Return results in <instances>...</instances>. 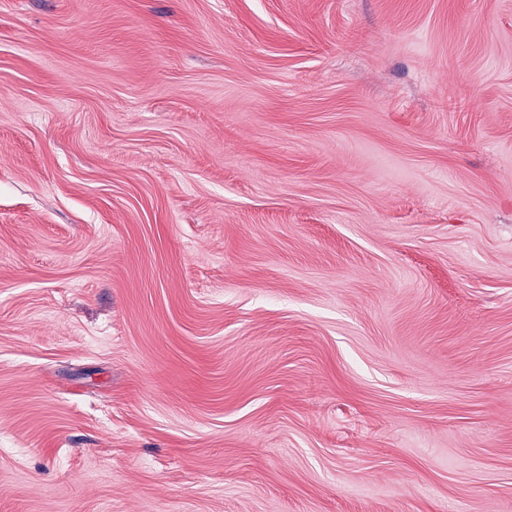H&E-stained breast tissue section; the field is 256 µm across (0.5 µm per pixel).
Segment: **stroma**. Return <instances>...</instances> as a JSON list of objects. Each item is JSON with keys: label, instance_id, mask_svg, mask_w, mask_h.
I'll use <instances>...</instances> for the list:
<instances>
[{"label": "stroma", "instance_id": "obj_1", "mask_svg": "<svg viewBox=\"0 0 512 512\" xmlns=\"http://www.w3.org/2000/svg\"><path fill=\"white\" fill-rule=\"evenodd\" d=\"M0 512H512V0H0Z\"/></svg>", "mask_w": 512, "mask_h": 512}]
</instances>
